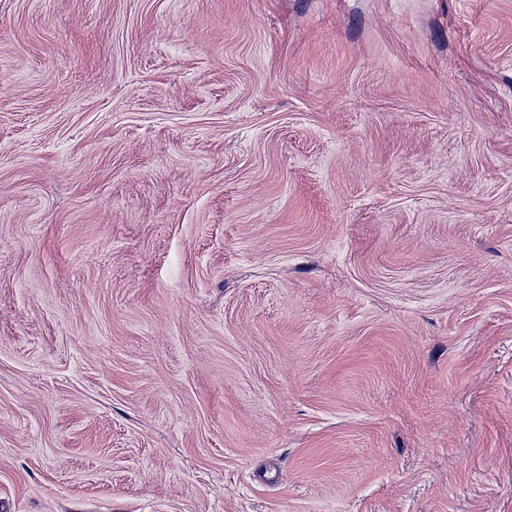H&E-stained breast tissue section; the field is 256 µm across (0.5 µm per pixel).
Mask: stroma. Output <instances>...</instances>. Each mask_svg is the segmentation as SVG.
Instances as JSON below:
<instances>
[{"label": "stroma", "mask_w": 512, "mask_h": 512, "mask_svg": "<svg viewBox=\"0 0 512 512\" xmlns=\"http://www.w3.org/2000/svg\"><path fill=\"white\" fill-rule=\"evenodd\" d=\"M0 512H512V0H0Z\"/></svg>", "instance_id": "35a3bbf8"}]
</instances>
